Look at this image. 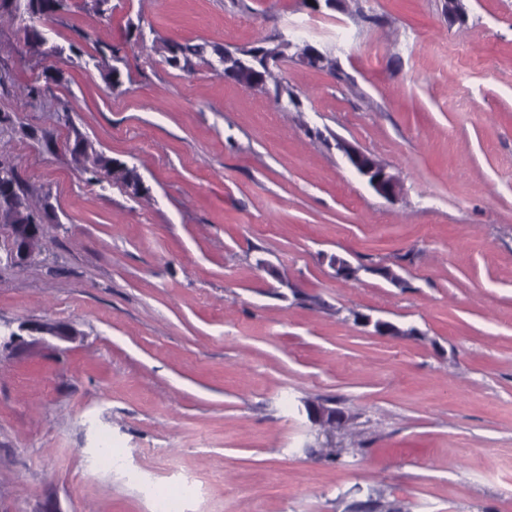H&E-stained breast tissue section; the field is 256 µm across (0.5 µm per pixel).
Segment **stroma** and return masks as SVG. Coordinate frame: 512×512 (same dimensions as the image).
<instances>
[{
	"mask_svg": "<svg viewBox=\"0 0 512 512\" xmlns=\"http://www.w3.org/2000/svg\"><path fill=\"white\" fill-rule=\"evenodd\" d=\"M463 5L68 0L48 59L0 18V160L43 218L34 261L0 266L23 332L0 347V512H153L132 470L194 476L190 512H512V0ZM261 38L292 43L265 88L225 78L217 50ZM173 43L205 51L184 70ZM324 400L349 417L331 444L304 409ZM336 149L342 153L349 167L382 197L396 201L397 181L387 167L343 139H337Z\"/></svg>",
	"mask_w": 512,
	"mask_h": 512,
	"instance_id": "1",
	"label": "stroma"
}]
</instances>
